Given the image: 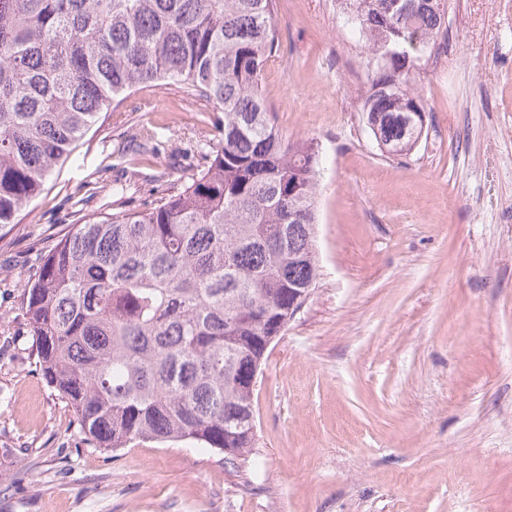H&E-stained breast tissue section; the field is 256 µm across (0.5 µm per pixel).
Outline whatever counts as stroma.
Masks as SVG:
<instances>
[{
  "label": "stroma",
  "instance_id": "35a3bbf8",
  "mask_svg": "<svg viewBox=\"0 0 512 512\" xmlns=\"http://www.w3.org/2000/svg\"><path fill=\"white\" fill-rule=\"evenodd\" d=\"M263 92L285 141L323 152L320 278L271 344L245 458L186 442L89 445L41 375L21 291L85 181L196 153L203 103L147 84L0 238V512H512V0H450L415 73L426 142L381 155L361 112V46L336 0H276Z\"/></svg>",
  "mask_w": 512,
  "mask_h": 512
}]
</instances>
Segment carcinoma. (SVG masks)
I'll return each instance as SVG.
<instances>
[{"label": "carcinoma", "instance_id": "obj_1", "mask_svg": "<svg viewBox=\"0 0 512 512\" xmlns=\"http://www.w3.org/2000/svg\"><path fill=\"white\" fill-rule=\"evenodd\" d=\"M367 50L361 104L378 149L407 156L426 103L413 75L449 0H339ZM275 0H0V231L17 223L102 113L161 82L207 102L214 141L172 182L129 166L139 205L71 212L24 285L39 370L98 448L252 447L253 364L320 276L318 143H288L263 95Z\"/></svg>", "mask_w": 512, "mask_h": 512}]
</instances>
